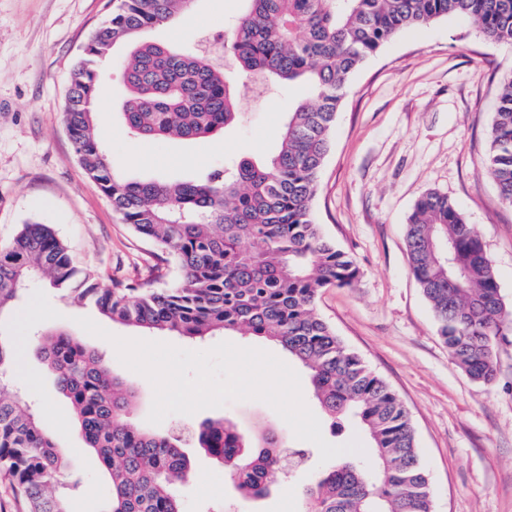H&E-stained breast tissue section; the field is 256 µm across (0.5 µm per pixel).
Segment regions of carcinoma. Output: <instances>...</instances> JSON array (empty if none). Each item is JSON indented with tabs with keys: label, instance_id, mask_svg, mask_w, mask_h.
Returning a JSON list of instances; mask_svg holds the SVG:
<instances>
[{
	"label": "carcinoma",
	"instance_id": "cac0c4a2",
	"mask_svg": "<svg viewBox=\"0 0 512 512\" xmlns=\"http://www.w3.org/2000/svg\"><path fill=\"white\" fill-rule=\"evenodd\" d=\"M189 2L115 0L73 68L65 113L87 175L124 223L167 252L179 279L161 289L149 281L103 287L75 264L51 225L32 222L0 249V314L41 278L125 326L191 340L233 333L274 341L306 368L333 429L352 420L370 441L372 465L341 459L315 475L306 512H431L404 406L315 310L321 289L352 286L358 270L323 235L313 204L344 91L365 59L402 30L448 16L512 47V0H245L224 39L225 65L203 52L136 41ZM123 43L133 49L121 63V117L142 138L195 141L220 132L240 117L239 85L271 91L301 83L311 99L289 113L276 153L264 162L240 159L179 183L127 180L100 142L93 108L99 64ZM488 143L486 172L512 205V76L500 88ZM406 240L410 272L451 357L473 380H492L494 340L512 327V311L479 236L447 196L431 191L417 201ZM35 355L56 376L78 435L109 474L104 512H183L178 484L190 477L187 438L139 427L132 391L78 337L49 331ZM14 359L11 341L0 336V383ZM190 439L228 468L244 499L266 496L297 468L274 456L283 442L272 430L250 434L205 420ZM66 466L41 417L0 397V474L17 485L29 512H71L59 482Z\"/></svg>",
	"mask_w": 512,
	"mask_h": 512
}]
</instances>
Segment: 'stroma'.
<instances>
[{
  "label": "stroma",
  "mask_w": 512,
  "mask_h": 512,
  "mask_svg": "<svg viewBox=\"0 0 512 512\" xmlns=\"http://www.w3.org/2000/svg\"><path fill=\"white\" fill-rule=\"evenodd\" d=\"M244 0H191L185 15L146 40L180 48L215 46L229 33ZM112 0H0V246L24 224L51 225L80 267L104 285L147 278L168 287L178 276L165 252L138 236L113 211L73 153L64 106L70 72ZM122 52L100 65L99 136L126 178L192 179L224 161L265 159L299 101L295 85L264 100L246 94L240 120L219 134L185 142L132 136L120 116ZM512 75V47L488 41L468 20L448 16L406 29L369 56L352 76L336 115L322 166L314 215L327 238L355 262L353 286L322 289L316 310L343 344L394 390L416 431L428 475L432 512H512V331L494 342L493 381L472 380L452 359L433 309L412 276L406 226L427 192L448 196L483 242L502 299L512 310V205L504 202L483 161L498 103ZM108 331L82 330L80 318ZM72 332L102 354L136 396L133 418L147 426L153 387L118 359L110 336L141 338L95 308L31 288L0 334L17 349L0 396L33 405L55 433L67 461L60 478L72 512H102L109 482L96 453L75 431L66 398L33 352L40 333ZM227 418L242 430H274L303 447L268 404L232 401L190 415L192 423ZM191 477L180 485L183 512H302L319 454L261 499L240 498L223 464L187 446Z\"/></svg>",
  "instance_id": "obj_1"
}]
</instances>
